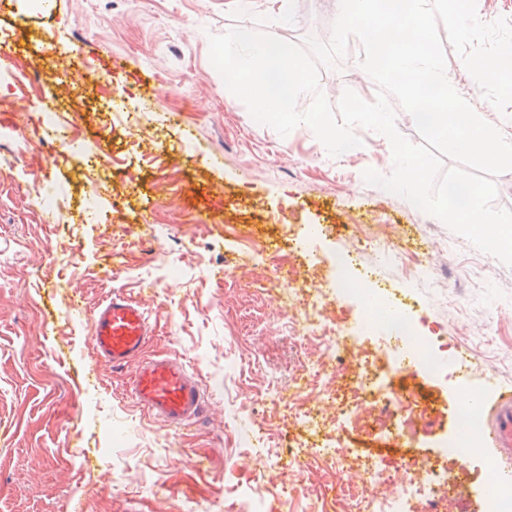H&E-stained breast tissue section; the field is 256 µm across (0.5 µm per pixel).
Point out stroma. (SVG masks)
I'll return each mask as SVG.
<instances>
[{"label": "stroma", "instance_id": "stroma-1", "mask_svg": "<svg viewBox=\"0 0 512 512\" xmlns=\"http://www.w3.org/2000/svg\"><path fill=\"white\" fill-rule=\"evenodd\" d=\"M39 3L0 0L8 56L0 132L20 134L0 139V512H236L253 492L262 512H348L334 490H360L359 461L341 469L310 455L305 482L290 491L278 454L294 440L322 443L366 353L432 408L412 447L379 437L377 414L363 404L342 431L360 457L385 459L392 478L382 492L398 497L416 445L437 449L456 433L467 392L490 375L512 387V267L364 181L365 170L393 169L384 135L356 128L358 149L333 158L309 126L280 136L227 89L209 35L238 26L298 45L326 41L336 17L329 0H288L284 16L275 0H58L51 14ZM360 51L350 39L345 56L322 69L330 104L347 88L376 99ZM47 98L74 144L43 142L38 114ZM45 185L49 212L35 197ZM88 200L111 223H96ZM358 224L401 259L377 265L361 254ZM315 225L328 235L313 238ZM247 233L294 268L295 299L241 287L267 272L263 263L238 267ZM353 254L449 350L471 354V374L442 381L417 365L396 372L382 337H358L331 380L336 399L320 385L295 396L320 423L305 430L263 397L291 395L319 354L318 341L297 342L290 331L306 285L323 294L327 328L360 319L358 306L336 299ZM418 260L438 286L407 275ZM115 293L149 316L147 355L175 358L201 381L209 401L191 426L147 414L125 391L130 369L98 361L74 310Z\"/></svg>", "mask_w": 512, "mask_h": 512}]
</instances>
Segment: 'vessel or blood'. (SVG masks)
I'll return each mask as SVG.
<instances>
[{
  "instance_id": "1",
  "label": "vessel or blood",
  "mask_w": 512,
  "mask_h": 512,
  "mask_svg": "<svg viewBox=\"0 0 512 512\" xmlns=\"http://www.w3.org/2000/svg\"><path fill=\"white\" fill-rule=\"evenodd\" d=\"M97 357L113 367L135 364L127 390L144 411L168 426L184 428L202 414L205 397L186 365L168 356L147 358L143 350L153 335L144 310L115 294L88 313ZM486 418L484 444L494 454L512 456V388L477 390L468 397Z\"/></svg>"
}]
</instances>
